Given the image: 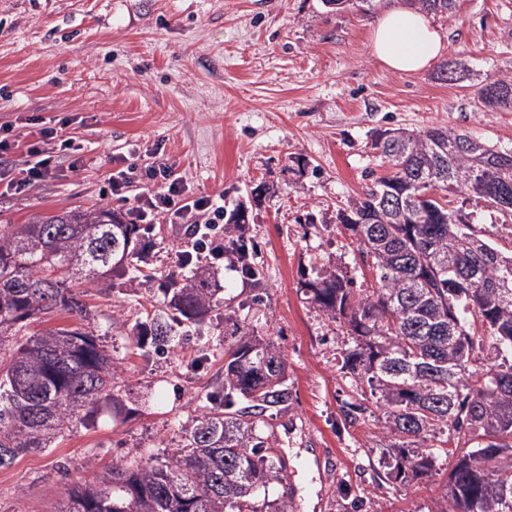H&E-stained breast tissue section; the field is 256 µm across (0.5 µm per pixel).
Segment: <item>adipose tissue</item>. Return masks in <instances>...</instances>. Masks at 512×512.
Returning a JSON list of instances; mask_svg holds the SVG:
<instances>
[{
    "label": "adipose tissue",
    "mask_w": 512,
    "mask_h": 512,
    "mask_svg": "<svg viewBox=\"0 0 512 512\" xmlns=\"http://www.w3.org/2000/svg\"><path fill=\"white\" fill-rule=\"evenodd\" d=\"M445 44L430 17L408 6L383 10L370 37V51L396 72L414 73L430 68L443 56Z\"/></svg>",
    "instance_id": "1"
}]
</instances>
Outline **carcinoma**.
Instances as JSON below:
<instances>
[{
    "label": "carcinoma",
    "mask_w": 512,
    "mask_h": 512,
    "mask_svg": "<svg viewBox=\"0 0 512 512\" xmlns=\"http://www.w3.org/2000/svg\"><path fill=\"white\" fill-rule=\"evenodd\" d=\"M412 2L448 17L455 8V0ZM477 98L490 110L512 109V78L485 85ZM375 147L387 172L337 218L357 237L362 261L372 260L380 287L357 289L340 270L301 288L326 315L345 319L352 347L341 370L367 385L360 396L375 397L399 439L396 463L387 464L395 478L426 476L451 454L446 445H469L449 472L445 512H512L501 498L506 489L512 500V294L501 291L512 290V252L475 234L450 200L468 194L512 216V152L484 141L474 150L468 134L444 126L388 129ZM241 219L228 215L224 253L257 279L255 248L229 237ZM148 230L99 207L35 215L0 233V469L64 436L85 407L112 396L117 367L93 331L22 334L41 313L87 318L74 285L129 272L166 285L167 301L132 328L136 348L161 355L200 335L194 326L205 317L224 316L220 289L205 274L141 269ZM485 343L501 362L475 377L468 363ZM290 395L273 341H224V386L184 428L181 447L162 460L112 464L99 484L69 488L59 512H288L285 455L257 430ZM439 434L441 447L418 445Z\"/></svg>",
    "instance_id": "cac0c4a2"
}]
</instances>
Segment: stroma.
I'll use <instances>...</instances> for the list:
<instances>
[{
    "label": "stroma",
    "mask_w": 512,
    "mask_h": 512,
    "mask_svg": "<svg viewBox=\"0 0 512 512\" xmlns=\"http://www.w3.org/2000/svg\"><path fill=\"white\" fill-rule=\"evenodd\" d=\"M403 2L0 0V127L23 138L29 116H68L66 133L81 146L26 193L0 185V225L79 206L127 213L105 198L109 173L163 162L192 192H220L225 210L244 209L237 232L254 241L263 270L257 281L233 260L217 262L231 321H207L162 358L128 341L163 301L159 287L117 276L88 289L89 321L117 367L113 397L51 448L0 470V512H59L69 488L97 484L112 463L170 455L222 386L224 338L239 325L274 341L287 362L291 396L266 412L260 432L287 456L294 512H445L444 465L394 480L382 411L345 418L359 398L340 370L346 327L301 288L333 267L356 287L376 285L337 211L384 174L379 132L448 126L512 150V110L477 100L480 87L512 76V0H456L453 17L433 15L447 49L420 73L391 71L369 52L379 9ZM444 63L459 64L458 82L441 81ZM454 205L512 250V218L466 194ZM145 241L150 267L166 270L186 236L160 223Z\"/></svg>",
    "instance_id": "stroma-1"
}]
</instances>
